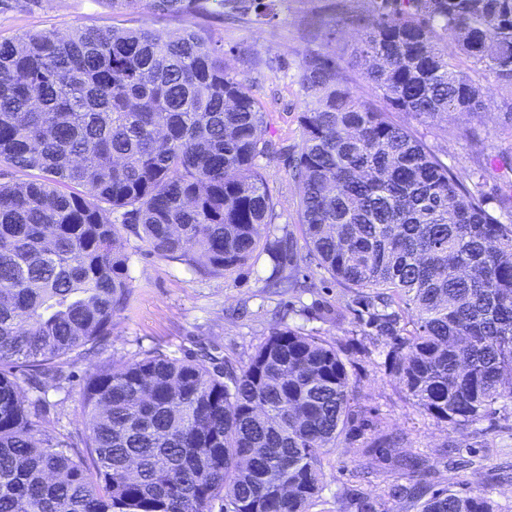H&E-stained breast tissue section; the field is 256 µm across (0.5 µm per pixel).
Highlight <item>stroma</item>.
I'll return each mask as SVG.
<instances>
[{
    "instance_id": "obj_1",
    "label": "stroma",
    "mask_w": 512,
    "mask_h": 512,
    "mask_svg": "<svg viewBox=\"0 0 512 512\" xmlns=\"http://www.w3.org/2000/svg\"><path fill=\"white\" fill-rule=\"evenodd\" d=\"M260 14L224 19H200L203 28L224 45L233 74L268 109L269 135L275 144L260 164L278 199L277 227L295 229L299 189L292 162L302 142L299 122L310 101L300 81V67L311 52H348L357 43V29L340 26L341 18L365 15L372 0H264ZM112 23L110 0H40L39 4L0 11V41L28 31L66 34L79 26L107 27ZM487 109L481 117L449 122L447 134L411 121L423 140L466 183L482 177L490 208L501 194H512V171L494 164V155L512 152V128L499 109L505 91L484 85ZM130 256L133 295L115 319L105 350H86L72 360L75 376L90 373L103 360L122 362L157 351L183 358L207 347L219 360L244 365L272 328H291L358 351L354 404L373 424L399 439L400 454L419 460L410 476L391 460L366 455V437L354 431L342 436L325 455L324 490L313 512H353L352 492L380 503L383 512H418L416 501L389 495L392 485L418 483L427 491L451 488L479 491L497 512H512V407H497L477 424L451 426L417 408L389 375L387 354L393 340L367 326V314L356 294L343 288L308 259L302 238H295L299 256L292 274L313 282L311 290L283 292L267 287V261L243 267L229 278L201 277L183 264L149 254L135 238L119 241ZM340 308V321L319 315L323 306ZM50 404L39 425L55 438L84 428L79 385L56 389L46 383Z\"/></svg>"
}]
</instances>
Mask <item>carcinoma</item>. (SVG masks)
<instances>
[{"mask_svg":"<svg viewBox=\"0 0 512 512\" xmlns=\"http://www.w3.org/2000/svg\"><path fill=\"white\" fill-rule=\"evenodd\" d=\"M257 0H148L162 19L247 14ZM343 24L348 55L312 52L294 159L307 257L358 291L414 403L450 425L512 402V195L488 207L403 114L448 134L486 109L476 72L512 93V0H374ZM360 70L377 105L354 94ZM263 104L195 26L27 32L0 41V512H312L322 457L357 423L355 351L274 328L239 369L149 352L89 374L85 452L46 438L41 396L112 336L131 296L126 233L205 277L263 254L295 287L296 254L270 235L278 202ZM379 433L366 452L391 455ZM419 512H494L444 489Z\"/></svg>","mask_w":512,"mask_h":512,"instance_id":"cac0c4a2","label":"carcinoma"}]
</instances>
